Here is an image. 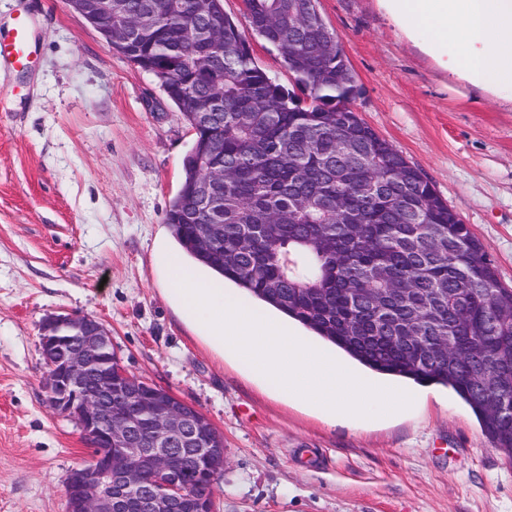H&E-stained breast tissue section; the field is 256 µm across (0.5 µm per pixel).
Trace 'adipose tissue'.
Returning a JSON list of instances; mask_svg holds the SVG:
<instances>
[{"label": "adipose tissue", "instance_id": "adipose-tissue-1", "mask_svg": "<svg viewBox=\"0 0 512 512\" xmlns=\"http://www.w3.org/2000/svg\"><path fill=\"white\" fill-rule=\"evenodd\" d=\"M408 36L429 26L427 50L458 78L494 90L512 75V0H382Z\"/></svg>", "mask_w": 512, "mask_h": 512}]
</instances>
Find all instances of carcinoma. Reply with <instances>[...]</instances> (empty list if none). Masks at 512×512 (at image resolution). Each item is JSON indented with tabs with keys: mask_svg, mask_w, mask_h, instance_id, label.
Instances as JSON below:
<instances>
[{
	"mask_svg": "<svg viewBox=\"0 0 512 512\" xmlns=\"http://www.w3.org/2000/svg\"><path fill=\"white\" fill-rule=\"evenodd\" d=\"M223 2L113 3L112 44L152 72L197 129L165 214L173 237L370 369L452 388L512 459V413L500 415L495 397L474 388L482 363L512 379V321H499L497 306L512 303V289L430 181L348 108V61L308 0H243L252 31L279 51L308 105L256 64ZM198 112L214 117L202 122ZM221 166L222 195L205 209L199 184ZM205 222L223 238L204 236ZM467 287L470 302L451 312ZM212 472L198 456L190 491Z\"/></svg>",
	"mask_w": 512,
	"mask_h": 512,
	"instance_id": "carcinoma-1",
	"label": "carcinoma"
}]
</instances>
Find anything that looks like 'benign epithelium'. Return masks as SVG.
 Returning <instances> with one entry per match:
<instances>
[{
	"label": "benign epithelium",
	"instance_id": "obj_1",
	"mask_svg": "<svg viewBox=\"0 0 512 512\" xmlns=\"http://www.w3.org/2000/svg\"><path fill=\"white\" fill-rule=\"evenodd\" d=\"M67 2L90 24L112 18L113 0ZM40 349L49 403L92 448L66 478V512H128L132 499L136 512H214L211 485L194 495L184 482L199 455L224 459V439L196 407L127 371L93 317H48Z\"/></svg>",
	"mask_w": 512,
	"mask_h": 512
}]
</instances>
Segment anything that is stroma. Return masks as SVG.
Masks as SVG:
<instances>
[{"mask_svg": "<svg viewBox=\"0 0 512 512\" xmlns=\"http://www.w3.org/2000/svg\"><path fill=\"white\" fill-rule=\"evenodd\" d=\"M257 64L295 89L242 0H224ZM359 117L432 183L512 288V81L490 93L442 70L379 0H319ZM30 22L29 68L0 66V512H66L90 453L43 388L40 325L90 315L122 364L224 437L216 512H512V462L450 388L398 414L329 421L221 357L168 295L153 256L194 134L156 77L67 0H0Z\"/></svg>", "mask_w": 512, "mask_h": 512, "instance_id": "1", "label": "stroma"}]
</instances>
